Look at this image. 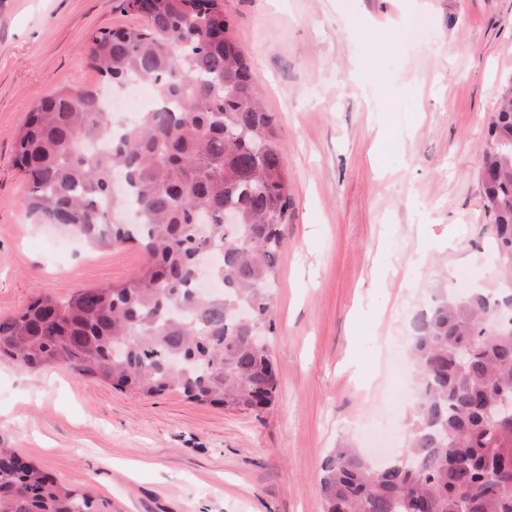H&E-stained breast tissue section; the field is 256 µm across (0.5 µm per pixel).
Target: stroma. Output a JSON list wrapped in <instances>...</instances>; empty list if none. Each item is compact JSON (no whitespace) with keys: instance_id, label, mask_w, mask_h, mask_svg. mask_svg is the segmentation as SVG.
<instances>
[{"instance_id":"1","label":"stroma","mask_w":512,"mask_h":512,"mask_svg":"<svg viewBox=\"0 0 512 512\" xmlns=\"http://www.w3.org/2000/svg\"><path fill=\"white\" fill-rule=\"evenodd\" d=\"M276 120L293 197L261 414L144 397L64 368L0 361V435L116 512H321L324 458L400 453L415 389L397 390L413 316L502 284L480 173L512 76V0H221ZM121 0H0V317L39 295L121 285L138 246L90 248L29 223L13 138L55 89L89 87V39L140 25ZM416 42L397 47L396 31ZM458 248H440L449 231ZM432 247L416 251L418 235Z\"/></svg>"}]
</instances>
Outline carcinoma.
Listing matches in <instances>:
<instances>
[{
    "instance_id": "1",
    "label": "carcinoma",
    "mask_w": 512,
    "mask_h": 512,
    "mask_svg": "<svg viewBox=\"0 0 512 512\" xmlns=\"http://www.w3.org/2000/svg\"><path fill=\"white\" fill-rule=\"evenodd\" d=\"M142 27L90 37L100 82L156 83L165 103L112 136L98 87L43 98L14 138L26 214L93 248L137 243L144 262L119 287L38 296L0 320V359L27 371L62 367L142 396L178 391L197 404L260 412L276 399L270 348L276 280L291 193L274 116L253 85L220 0H122ZM512 96L488 126L481 182L494 253L512 268ZM138 222H106L96 202ZM236 212L238 223H224ZM512 290L438 298L411 322L421 404L410 448L373 466L335 448L322 466V512H512V318L486 327ZM468 351L462 364L457 353ZM0 512H112L23 461L0 438Z\"/></svg>"
}]
</instances>
